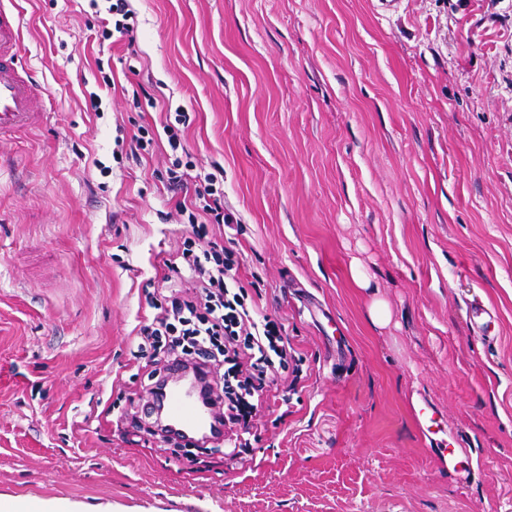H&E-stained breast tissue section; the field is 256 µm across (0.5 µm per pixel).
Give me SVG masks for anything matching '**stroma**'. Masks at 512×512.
<instances>
[{
	"label": "stroma",
	"mask_w": 512,
	"mask_h": 512,
	"mask_svg": "<svg viewBox=\"0 0 512 512\" xmlns=\"http://www.w3.org/2000/svg\"><path fill=\"white\" fill-rule=\"evenodd\" d=\"M19 3L47 119L0 139V503L512 512V0H132L114 42L91 0ZM178 105L194 166L171 190ZM207 173L234 221L206 238L284 324L299 377L243 464L129 425L152 402L146 295ZM475 299L495 313L484 338ZM426 401L470 473L423 438ZM175 123L178 125H182V129L176 127L173 123H166L164 125V132L167 135L168 145L171 148L172 152H176L179 148H181L182 152L185 154L186 159L190 158L189 154H187L184 150V147L181 143V132H184V129L190 125V115L189 112L184 110V107L178 106L175 112ZM392 313L388 303L372 298L366 308V320L374 328H384L391 321Z\"/></svg>",
	"instance_id": "stroma-1"
}]
</instances>
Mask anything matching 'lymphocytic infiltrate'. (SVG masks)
Returning a JSON list of instances; mask_svg holds the SVG:
<instances>
[{
    "label": "lymphocytic infiltrate",
    "mask_w": 512,
    "mask_h": 512,
    "mask_svg": "<svg viewBox=\"0 0 512 512\" xmlns=\"http://www.w3.org/2000/svg\"><path fill=\"white\" fill-rule=\"evenodd\" d=\"M177 208L192 223L233 221L210 174L199 179L193 199ZM202 237L198 230L185 236L175 255L165 260L167 286L149 300L154 314L139 328L137 354L170 368L193 366L217 407L212 436L232 431L230 443L239 449L259 407L287 400V389L275 391L271 385L287 368L292 347L282 324L258 318L242 293L234 291L238 277L226 248H202ZM186 279L191 287H183Z\"/></svg>",
    "instance_id": "1"
}]
</instances>
